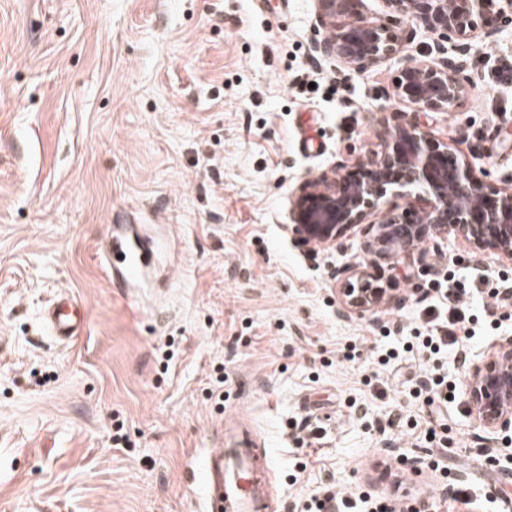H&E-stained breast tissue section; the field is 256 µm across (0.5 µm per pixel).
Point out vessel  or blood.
<instances>
[{
	"label": "vessel or blood",
	"instance_id": "obj_1",
	"mask_svg": "<svg viewBox=\"0 0 512 512\" xmlns=\"http://www.w3.org/2000/svg\"><path fill=\"white\" fill-rule=\"evenodd\" d=\"M112 255L108 268L114 287L134 292L145 277L151 252L130 229L112 232ZM52 335L61 342L79 335L83 316L70 298L55 300L44 313ZM224 447L213 448L194 464L193 487L201 512H261L268 499L271 471L260 468L248 431L236 424L224 430Z\"/></svg>",
	"mask_w": 512,
	"mask_h": 512
}]
</instances>
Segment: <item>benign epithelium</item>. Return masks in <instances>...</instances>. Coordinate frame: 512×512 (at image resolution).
<instances>
[{
	"label": "benign epithelium",
	"mask_w": 512,
	"mask_h": 512,
	"mask_svg": "<svg viewBox=\"0 0 512 512\" xmlns=\"http://www.w3.org/2000/svg\"><path fill=\"white\" fill-rule=\"evenodd\" d=\"M388 16L406 17L431 37L428 58H411L394 85L397 98L418 112H447L465 97L464 56L472 41L498 33L504 7L487 0H382ZM364 0H315L316 28L323 36L312 51L357 72L371 71L398 55L416 35L384 21H369ZM336 165L300 184L290 200L292 232L305 245L335 244L365 225L364 250L386 259L398 247L416 249L442 235L463 237L474 253L512 260V178L502 186L476 173L465 153L438 139L411 118L386 131L381 151L357 161L345 174ZM414 198L411 214L392 198ZM344 310L365 315L390 303L372 274L354 263L338 271ZM465 401L490 435L512 432V336L490 355L467 358Z\"/></svg>",
	"instance_id": "benign-epithelium-1"
}]
</instances>
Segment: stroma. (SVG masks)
<instances>
[{"label": "stroma", "mask_w": 512, "mask_h": 512, "mask_svg": "<svg viewBox=\"0 0 512 512\" xmlns=\"http://www.w3.org/2000/svg\"><path fill=\"white\" fill-rule=\"evenodd\" d=\"M315 25L314 0H0V512H197L192 458L230 420L269 455L272 512L327 490L350 512L430 494L457 512L464 483L503 512L512 435L460 399L429 427L415 396L428 370L463 387L457 357L374 355L430 330L448 272L511 286L512 261L442 238L423 262L382 261L399 303L343 312L337 270L373 261L363 231L311 249L289 199L380 151L410 106L399 59L338 72L311 50ZM499 26L468 50L467 98L421 118L496 184L512 174V83L496 77L511 11ZM116 224L158 246L131 298L98 257ZM61 290L87 318L65 344L42 316ZM473 328L467 356L492 352L512 301Z\"/></svg>", "instance_id": "stroma-1"}]
</instances>
